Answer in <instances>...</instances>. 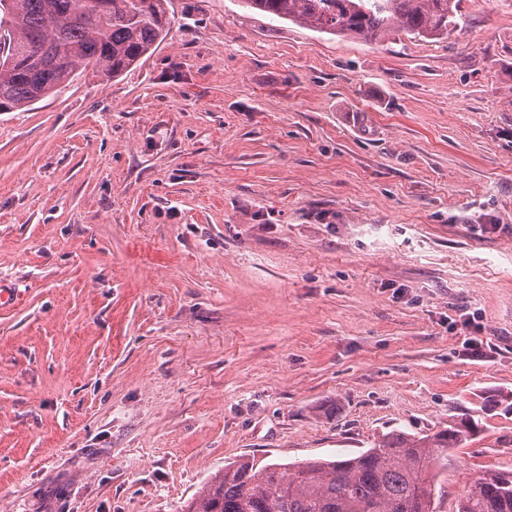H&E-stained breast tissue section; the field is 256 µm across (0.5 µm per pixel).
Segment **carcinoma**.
I'll return each mask as SVG.
<instances>
[{
  "mask_svg": "<svg viewBox=\"0 0 512 512\" xmlns=\"http://www.w3.org/2000/svg\"><path fill=\"white\" fill-rule=\"evenodd\" d=\"M461 0H244L250 8L329 34L375 41L396 30L440 39L459 26ZM165 0H112V12L83 20L93 0H0V112L47 97L78 69L116 78L171 31ZM480 432L470 417L428 434L393 430L359 453L334 459L224 466L185 512H436L435 469ZM455 512H512V469L478 477Z\"/></svg>",
  "mask_w": 512,
  "mask_h": 512,
  "instance_id": "obj_1",
  "label": "carcinoma"
}]
</instances>
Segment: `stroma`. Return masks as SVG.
<instances>
[{
	"label": "stroma",
	"mask_w": 512,
	"mask_h": 512,
	"mask_svg": "<svg viewBox=\"0 0 512 512\" xmlns=\"http://www.w3.org/2000/svg\"><path fill=\"white\" fill-rule=\"evenodd\" d=\"M165 7L121 76L0 112V512H182L470 416L451 512L512 467V0L373 42Z\"/></svg>",
	"instance_id": "stroma-1"
}]
</instances>
